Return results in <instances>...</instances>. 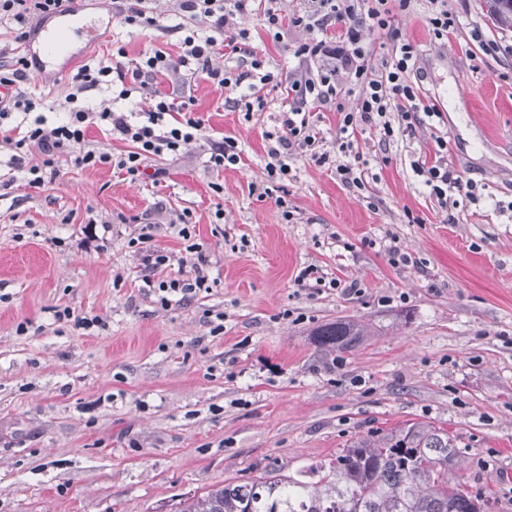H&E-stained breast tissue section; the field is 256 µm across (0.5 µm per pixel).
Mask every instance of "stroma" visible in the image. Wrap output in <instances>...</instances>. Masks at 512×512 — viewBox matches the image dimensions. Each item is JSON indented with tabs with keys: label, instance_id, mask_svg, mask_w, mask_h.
Returning a JSON list of instances; mask_svg holds the SVG:
<instances>
[{
	"label": "stroma",
	"instance_id": "obj_1",
	"mask_svg": "<svg viewBox=\"0 0 512 512\" xmlns=\"http://www.w3.org/2000/svg\"><path fill=\"white\" fill-rule=\"evenodd\" d=\"M74 8L90 29L76 61L24 85L51 124L68 112L81 65L116 45L132 60L178 55L174 27L187 21L181 0H146L151 30L121 25L111 0ZM448 11L446 41L429 30V0L399 19L420 49L413 80L442 116L386 144L357 133L361 187L299 152L286 189H268L265 133L280 122L281 91L265 87L266 107L248 113L184 71L155 86L193 98L206 128L180 155L150 158L148 176L130 182L65 154L54 181L0 185V512H176L272 462L295 471L405 422L447 429L456 477L485 496L486 512H512V29L492 22L486 0H448ZM227 27L250 33L235 63L258 52L282 79L319 68L294 55L318 29L276 42L250 13ZM225 136L242 162L216 170L208 149ZM440 137L476 199L440 205L413 171ZM186 211L214 286L164 310L132 240L150 233L174 256L169 275L190 273ZM393 244L410 264H390ZM308 267L339 287H299ZM66 308L101 324L57 320ZM336 320L365 334L323 350L313 333Z\"/></svg>",
	"mask_w": 512,
	"mask_h": 512
}]
</instances>
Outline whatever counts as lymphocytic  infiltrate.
I'll use <instances>...</instances> for the list:
<instances>
[{"label": "lymphocytic infiltrate", "mask_w": 512, "mask_h": 512, "mask_svg": "<svg viewBox=\"0 0 512 512\" xmlns=\"http://www.w3.org/2000/svg\"><path fill=\"white\" fill-rule=\"evenodd\" d=\"M73 0H0V16L16 21L19 32L17 43L31 37L30 19H47L66 9ZM278 0H182V8L203 26L202 31H191L181 43L178 58H171L160 49L143 53L132 65H125L124 48H117V62L97 67L84 66L74 79L68 100L73 108L67 121L47 125L43 117L35 116V99L16 92L15 85L24 81L32 62L18 55L11 69L0 67V86L11 88L9 97L0 98V138L15 149L9 163L22 173L27 184L38 187L46 178H58L57 159L65 152L75 151V162L84 167L116 164L130 180H138L146 160L154 156L178 155L182 148L195 140L205 127V120L194 112L191 102L177 99L152 87L153 80L183 67L192 74L209 81L221 89L237 92L245 110L264 107L263 97L257 96L258 85L272 82L271 73L264 70V59L253 55L250 68L235 72L214 66L212 60L220 54L241 52L249 39L247 31L228 33L224 30L227 9L239 13L250 12L259 16L262 26L273 39H283L289 25H301V18L286 20L277 7ZM328 5L335 28L333 36L314 38L300 44L295 54L303 59L330 58L337 60V68H329L314 76H299L290 83L291 100L281 113L277 129L266 132L271 146L265 166L268 180L287 181L292 168L288 163L292 151L312 152L317 163L327 162L326 154L317 153L318 131L313 121V105H333L336 108L341 153L353 151L351 131L369 126L376 128L382 140L394 134L393 117H400L404 132H412L419 115L440 117L438 107L424 98L411 79L413 59L417 47L404 38L398 27V16L406 12L412 0H321ZM370 26L387 31L394 43L390 56L380 57L374 48L363 42L362 28ZM90 88H103L111 92L115 108L92 112L79 107L78 96ZM355 97L359 109L346 111L341 101L344 96ZM34 114L30 125L16 123V114ZM138 121H131V114ZM101 125L131 148L119 158L93 150H82L90 126ZM36 147L42 157L36 164L27 163L23 148ZM415 172L423 176L425 185L440 203H447L449 192H464L475 198L473 182H462L448 168V142L437 139L435 160L426 163L414 161ZM185 249L197 256L198 265L193 276L155 279V272L169 267L173 255L153 246L150 234H140L143 261L151 273L146 284L161 306H170L174 297L190 299L209 290V278L204 271L207 263L202 244L195 242L189 227L179 231Z\"/></svg>", "instance_id": "1"}]
</instances>
